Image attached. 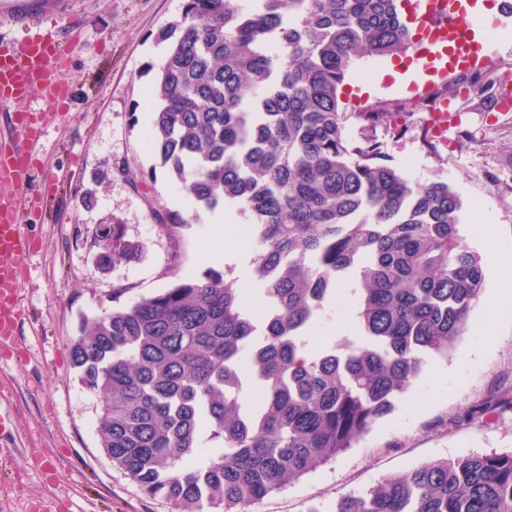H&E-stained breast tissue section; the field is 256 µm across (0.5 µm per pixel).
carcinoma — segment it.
<instances>
[{"label":"carcinoma","instance_id":"carcinoma-1","mask_svg":"<svg viewBox=\"0 0 512 512\" xmlns=\"http://www.w3.org/2000/svg\"><path fill=\"white\" fill-rule=\"evenodd\" d=\"M184 0L163 28L148 148L186 194L248 215L260 309L209 269L94 319L71 344L101 447L175 512L250 507L351 448L467 330L485 264L439 175L412 186L340 94L355 60L414 43L402 0ZM155 223L185 224L158 208ZM103 264L140 245L112 219ZM354 281L352 332L308 333ZM253 403L243 405L245 386ZM333 512H512V453L435 460Z\"/></svg>","mask_w":512,"mask_h":512}]
</instances>
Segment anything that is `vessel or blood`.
I'll return each mask as SVG.
<instances>
[{
  "label": "vessel or blood",
  "mask_w": 512,
  "mask_h": 512,
  "mask_svg": "<svg viewBox=\"0 0 512 512\" xmlns=\"http://www.w3.org/2000/svg\"><path fill=\"white\" fill-rule=\"evenodd\" d=\"M432 0H417L416 15L421 26L429 31L435 43L447 40L449 29H456L458 54L469 53L471 41L467 26L458 24L457 7L438 9ZM58 48L53 36L38 37L18 45L0 46V107L10 110L16 133L11 145L0 147V182L21 186L31 179L30 152L41 137L48 119L47 113L25 111V99L34 87H44L53 99L66 93L53 67ZM18 197L0 193V346L14 336L24 315V306L18 294L17 282L33 241L22 222Z\"/></svg>",
  "instance_id": "obj_1"
}]
</instances>
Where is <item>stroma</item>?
<instances>
[{
    "mask_svg": "<svg viewBox=\"0 0 512 512\" xmlns=\"http://www.w3.org/2000/svg\"><path fill=\"white\" fill-rule=\"evenodd\" d=\"M183 0H0V43L53 35L57 73L67 86L51 101L34 90L30 112L51 113L31 158L30 193L44 198L25 217L36 248L20 276L26 306L9 352L0 353V412L13 421L0 435V512H172L164 498L146 497L113 466L97 431L100 400L81 384L70 356L84 319L132 305L210 268V227L192 199L177 208L187 223L176 232L155 224L152 208H171L181 191L154 168L147 147L153 98L151 69L165 53L156 36L181 17ZM429 78L414 64L366 57L342 87L349 140L373 136L388 165L411 184L447 179L463 207L461 231L476 251V225L489 224L512 246V111L494 112L492 95L455 100L460 116L445 137L428 130L414 94ZM380 102L391 117L367 128L359 116ZM154 170L133 186L118 172ZM118 216L138 259L101 266L97 229ZM496 286L487 271L468 331L447 358L428 361L394 412L338 459L264 497L253 512H332L339 497L363 493L382 479L436 459L512 451V409L469 420L473 409L512 397V306L490 315ZM122 289L113 298V289ZM494 319L495 335L482 324Z\"/></svg>",
    "mask_w": 512,
    "mask_h": 512,
    "instance_id": "35a3bbf8",
    "label": "stroma"
}]
</instances>
